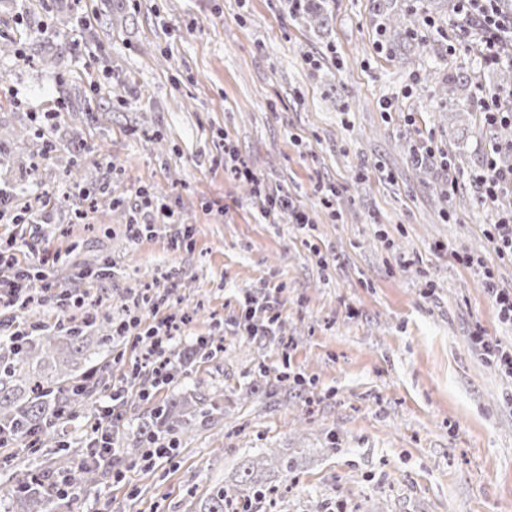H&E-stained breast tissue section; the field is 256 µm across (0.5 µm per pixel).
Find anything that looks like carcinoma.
I'll list each match as a JSON object with an SVG mask.
<instances>
[{
  "instance_id": "obj_1",
  "label": "carcinoma",
  "mask_w": 512,
  "mask_h": 512,
  "mask_svg": "<svg viewBox=\"0 0 512 512\" xmlns=\"http://www.w3.org/2000/svg\"><path fill=\"white\" fill-rule=\"evenodd\" d=\"M327 0H304L292 10L294 17L320 26L326 19ZM458 4L452 0H430L428 13L448 14L455 19ZM377 25L386 47L396 55L407 49L410 31L403 17L378 4ZM442 92L454 101L456 108L466 110L473 103L469 81L461 74L448 75ZM87 330L76 324L60 334L47 327L34 337L0 344V430L8 435V443L34 437L38 444L57 443V426L63 416L88 401L100 378L97 373L77 372L72 356L81 352ZM205 398L176 401L155 412V429L148 434L163 440L181 428L186 430L200 417ZM275 453L269 451L249 461L239 479L216 489L199 512H246V503L277 491L269 485L267 470L274 469ZM111 474L110 466L84 458L75 477L78 484H96ZM15 512H56L58 503L45 494L41 484L27 483L14 498Z\"/></svg>"
}]
</instances>
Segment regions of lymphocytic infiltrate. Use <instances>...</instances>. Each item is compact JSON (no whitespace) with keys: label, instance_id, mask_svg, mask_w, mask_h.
I'll list each match as a JSON object with an SVG mask.
<instances>
[{"label":"lymphocytic infiltrate","instance_id":"lymphocytic-infiltrate-1","mask_svg":"<svg viewBox=\"0 0 512 512\" xmlns=\"http://www.w3.org/2000/svg\"><path fill=\"white\" fill-rule=\"evenodd\" d=\"M461 28L476 44L482 58L491 63L512 64V17L498 10L495 0H461ZM471 180L481 201L492 203L505 194H512V170L499 168L495 155H488L484 167L473 173ZM48 203L41 196L24 199L0 188V223L24 224L31 233L41 232L47 223ZM26 239L10 238L0 248V339H18L27 330L20 326L17 315L29 304L42 302L52 291L44 271L21 265L17 254L27 247ZM453 258L462 266L477 271L502 322L512 324V292L496 285L494 272L478 256L467 252H454ZM142 302H135L133 311L119 322L113 323L112 333L130 337L140 347L142 357L139 368L148 375L142 397H149L151 388L168 384L175 371L171 359L173 342L179 329L174 315L164 314L151 324H143L140 311ZM279 299L272 293L248 298L242 307L240 326L249 336L270 335L279 317Z\"/></svg>","mask_w":512,"mask_h":512}]
</instances>
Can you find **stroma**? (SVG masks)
<instances>
[{
	"mask_svg": "<svg viewBox=\"0 0 512 512\" xmlns=\"http://www.w3.org/2000/svg\"><path fill=\"white\" fill-rule=\"evenodd\" d=\"M69 3L28 0L22 15L0 0V35L34 60L0 57V186L55 193L28 259L54 257L57 291L119 317L147 290L187 315L173 352L191 360L144 399L127 338L84 347L80 368L128 390L113 462L125 477L61 512H198L264 448L288 461L271 474L288 489L279 512H512V379L469 342L480 328L510 346L512 326L451 256L478 255L512 289V262L485 234L512 196L480 202L470 175L490 131L480 107L449 116L439 86L463 70L483 96L505 95L493 68L445 17L425 50H378L375 0H328L319 31L288 0H81L82 28ZM75 89L107 111L64 109L54 157H37L29 106L54 108ZM228 141L308 227L287 211L265 222L261 196L224 167ZM427 141L438 155L417 161ZM328 185L338 195L326 203ZM143 190L191 225L187 241L173 244L166 224L128 237ZM266 287L281 302L274 337L237 333L246 294ZM202 337L221 352L196 356ZM199 395L213 413L179 433L176 458L142 463L153 409ZM110 403L103 391L77 409L63 444L87 448Z\"/></svg>",
	"mask_w": 512,
	"mask_h": 512,
	"instance_id": "obj_1",
	"label": "stroma"
}]
</instances>
